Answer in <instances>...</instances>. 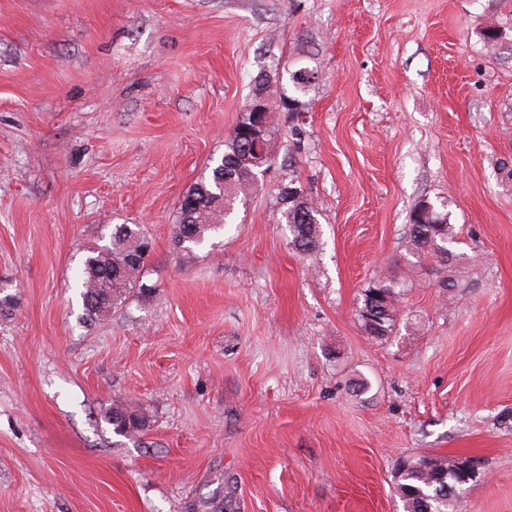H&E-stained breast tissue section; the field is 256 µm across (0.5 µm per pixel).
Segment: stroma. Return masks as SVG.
<instances>
[{
  "label": "stroma",
  "instance_id": "1",
  "mask_svg": "<svg viewBox=\"0 0 512 512\" xmlns=\"http://www.w3.org/2000/svg\"><path fill=\"white\" fill-rule=\"evenodd\" d=\"M284 66L323 74L300 133L278 113L271 172L181 256L183 194ZM424 201L446 262L407 247ZM116 224L148 290L85 322ZM0 286V512H402L417 454L482 458L454 512H512V0H0ZM119 403L148 427L116 435ZM294 181L293 179L290 180L288 184H284L279 189V221L288 227L291 235L290 243L295 249L301 252H313L320 244L317 210L300 184L295 185V187L300 189L301 198L295 200V198L290 197L288 188L293 186ZM301 212L308 218L306 221H298V215ZM363 292L362 306L358 312L362 327L366 333H376L374 338L386 339L391 336L396 325L399 292L393 282L378 283ZM365 312H369L371 316ZM373 323L380 327V331L373 328ZM104 421L118 435L131 436L148 427L149 419L142 408L133 405H112L105 410Z\"/></svg>",
  "mask_w": 512,
  "mask_h": 512
}]
</instances>
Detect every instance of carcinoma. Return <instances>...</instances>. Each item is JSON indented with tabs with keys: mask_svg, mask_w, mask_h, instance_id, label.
Segmentation results:
<instances>
[{
	"mask_svg": "<svg viewBox=\"0 0 512 512\" xmlns=\"http://www.w3.org/2000/svg\"><path fill=\"white\" fill-rule=\"evenodd\" d=\"M271 93L264 119L277 143L279 128L273 114L286 108L288 102H303L311 87L295 85L291 74L274 70L264 75ZM255 113L243 108L232 133L225 141L224 155L211 170L186 190L180 203L179 223L174 225L172 240L185 256L206 243L213 233L224 229L227 219L238 205L246 204L261 178L257 168L247 162L255 147L244 130L252 125ZM285 184L279 189L280 223L288 227L291 245L301 252L319 247L320 232L317 210L307 194L296 200ZM451 235L447 215L420 204L411 213L409 245L412 254L443 259ZM149 238L138 227L117 224L106 245L89 248L80 276L81 298L85 319L93 321L112 312L131 292L143 291V269L149 251L141 244ZM399 292L394 283H378L364 290L358 317L367 333L382 340L393 333L397 321ZM104 421L118 435L131 436L148 427V416L133 405H114L105 410ZM469 458L429 455L411 457L397 470L396 493L403 512H449L450 506L478 473L468 467Z\"/></svg>",
	"mask_w": 512,
	"mask_h": 512,
	"instance_id": "obj_1",
	"label": "carcinoma"
}]
</instances>
